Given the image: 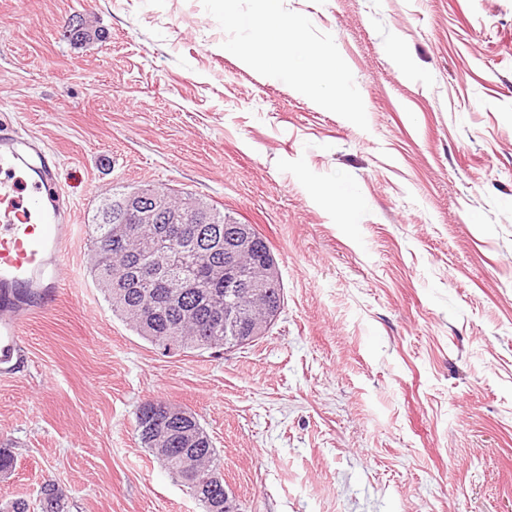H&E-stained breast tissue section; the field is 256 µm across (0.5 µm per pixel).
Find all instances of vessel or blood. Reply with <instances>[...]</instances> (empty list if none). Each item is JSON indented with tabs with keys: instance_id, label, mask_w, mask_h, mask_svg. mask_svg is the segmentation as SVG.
<instances>
[{
	"instance_id": "1",
	"label": "vessel or blood",
	"mask_w": 512,
	"mask_h": 512,
	"mask_svg": "<svg viewBox=\"0 0 512 512\" xmlns=\"http://www.w3.org/2000/svg\"><path fill=\"white\" fill-rule=\"evenodd\" d=\"M75 231L54 153L0 126V366L18 358L28 323L56 306L61 250Z\"/></svg>"
}]
</instances>
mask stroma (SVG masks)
<instances>
[{"label":"stroma","mask_w":512,"mask_h":512,"mask_svg":"<svg viewBox=\"0 0 512 512\" xmlns=\"http://www.w3.org/2000/svg\"><path fill=\"white\" fill-rule=\"evenodd\" d=\"M331 34L361 130L226 51L201 0H0V118L74 202L62 295L0 374V503L204 512L142 448L195 412L240 512H512V0H284ZM202 196L268 239L284 306L169 355L89 275L103 197Z\"/></svg>","instance_id":"35a3bbf8"}]
</instances>
